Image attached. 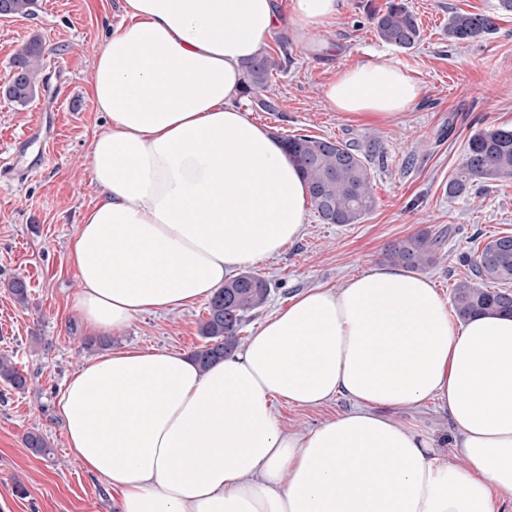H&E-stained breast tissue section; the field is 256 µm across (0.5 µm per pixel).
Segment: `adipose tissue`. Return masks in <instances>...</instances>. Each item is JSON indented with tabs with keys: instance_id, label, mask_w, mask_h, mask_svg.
<instances>
[{
	"instance_id": "obj_1",
	"label": "adipose tissue",
	"mask_w": 512,
	"mask_h": 512,
	"mask_svg": "<svg viewBox=\"0 0 512 512\" xmlns=\"http://www.w3.org/2000/svg\"><path fill=\"white\" fill-rule=\"evenodd\" d=\"M343 0H123L90 88L106 127L90 151L96 204L70 244L75 306L105 336L187 305L271 257L306 222L309 192L281 138L239 105L243 65L280 25L307 40ZM378 58L339 69L324 97L386 119L420 97ZM353 409L306 433L273 403ZM436 402L440 453L399 410ZM69 447L118 512H500L512 500V315L452 318L432 282L376 266L312 288L209 368L179 354L88 360L59 400Z\"/></svg>"
}]
</instances>
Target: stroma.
Returning <instances> with one entry per match:
<instances>
[{"mask_svg": "<svg viewBox=\"0 0 512 512\" xmlns=\"http://www.w3.org/2000/svg\"><path fill=\"white\" fill-rule=\"evenodd\" d=\"M387 0H343L335 19L298 42L272 31L267 51L289 54L287 68L270 86L275 112L250 98L240 105L249 119L277 136L309 134L348 142L376 140L372 166L377 205L357 224H324L309 215L301 235L278 254L248 265L269 289L266 304L242 328L255 335L278 309L311 288L336 289L351 277L385 264L393 245L420 234L441 241L440 263L424 270L444 298L469 269L460 261L495 235L512 234V177L474 185L448 196L445 187L461 164L469 138L485 128L512 127V15L497 0H407L421 40L402 51L383 43L372 24ZM494 16L496 30L471 44L448 41V19L457 12ZM121 0H35L31 15L0 18V88L13 73L22 44L44 46L45 87L23 109L0 97V354L12 357L28 380L15 390L0 380V512H114L112 490L70 452L57 403L68 379L88 359L91 334L74 305L79 291L69 244L82 213L98 197L90 145L104 123L90 93L91 63L121 20ZM382 53L422 85L406 112L361 121L331 110L325 86L341 68ZM26 284L27 299L9 290ZM206 300L137 316L112 337V349H154L192 354L199 348ZM336 396L316 408L276 404L282 426L306 432L348 411ZM449 452L447 412L430 402L403 410ZM41 432L52 451L32 454L28 433Z\"/></svg>", "mask_w": 512, "mask_h": 512, "instance_id": "stroma-1", "label": "stroma"}]
</instances>
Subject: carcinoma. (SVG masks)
<instances>
[{
    "label": "carcinoma",
    "mask_w": 512,
    "mask_h": 512,
    "mask_svg": "<svg viewBox=\"0 0 512 512\" xmlns=\"http://www.w3.org/2000/svg\"><path fill=\"white\" fill-rule=\"evenodd\" d=\"M378 38L397 49L410 50L420 40V27L405 0H389L386 8L373 15ZM495 18L480 13L457 12L448 21V41L469 44L491 34ZM44 48L38 39L23 44L13 58L23 81L11 98L16 106L25 108L31 102L42 77ZM285 62L267 53H260L245 62L244 96L259 103L267 112L278 109L277 101L265 95L273 72ZM283 142L289 156L308 184L311 202L318 220L323 224H357L376 206L372 189L370 164L378 154L376 141L360 146L353 143L320 138L308 134H287ZM512 177V129L493 128L470 137L464 160L448 180V195L461 196L479 182ZM440 241L427 234L403 241L386 253L389 262L414 271H423L437 264ZM471 275L453 286V305L458 318L475 314L512 310V242L507 236H494L474 255L465 258ZM268 297L265 282L251 273H242L224 282L205 307L201 326L205 343L192 354L203 369L235 351L241 341L239 333L250 314L262 307ZM0 379L17 390L27 386V378L13 360L0 356ZM35 455H47L51 447L38 432L25 439Z\"/></svg>",
    "instance_id": "cac0c4a2"
}]
</instances>
